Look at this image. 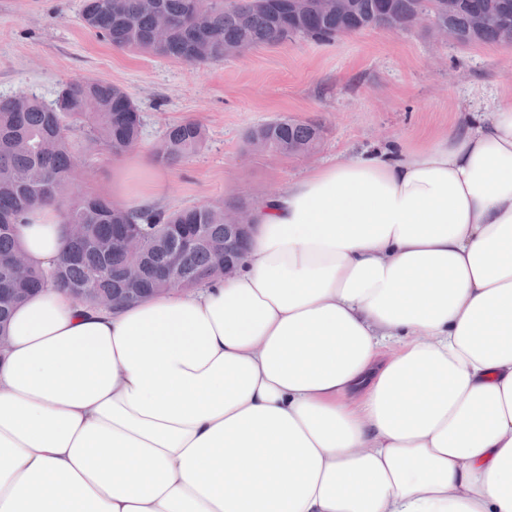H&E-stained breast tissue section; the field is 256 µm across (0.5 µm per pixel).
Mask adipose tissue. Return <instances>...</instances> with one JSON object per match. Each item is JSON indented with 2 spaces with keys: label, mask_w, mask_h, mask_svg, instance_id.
<instances>
[{
  "label": "adipose tissue",
  "mask_w": 512,
  "mask_h": 512,
  "mask_svg": "<svg viewBox=\"0 0 512 512\" xmlns=\"http://www.w3.org/2000/svg\"><path fill=\"white\" fill-rule=\"evenodd\" d=\"M163 184L139 154L112 193ZM251 222L232 278L14 310L0 512H512V99L317 166ZM19 239L49 267L60 209Z\"/></svg>",
  "instance_id": "1"
}]
</instances>
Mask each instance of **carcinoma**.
Segmentation results:
<instances>
[{"mask_svg": "<svg viewBox=\"0 0 512 512\" xmlns=\"http://www.w3.org/2000/svg\"><path fill=\"white\" fill-rule=\"evenodd\" d=\"M83 0L86 29L120 50L133 49L191 65L219 62L259 46L290 40L332 42L366 29L412 30L416 14L459 44H502L512 33V0ZM90 146L116 154L136 146L142 117L128 93L103 80L67 81L46 104L29 92L0 98V333L12 310L32 291L64 288L84 307L98 298L137 303L169 288H198L224 278L226 211L251 223L253 201L175 210L137 209L67 187L77 164L76 132ZM204 126L188 119L170 126L155 145L158 159L176 164L205 147ZM259 153L307 155L320 142V125L288 118L249 131ZM58 205L63 223L76 224L68 246L48 269L20 265L19 226L36 208ZM134 227L137 252L105 228Z\"/></svg>", "mask_w": 512, "mask_h": 512, "instance_id": "carcinoma-1", "label": "carcinoma"}]
</instances>
